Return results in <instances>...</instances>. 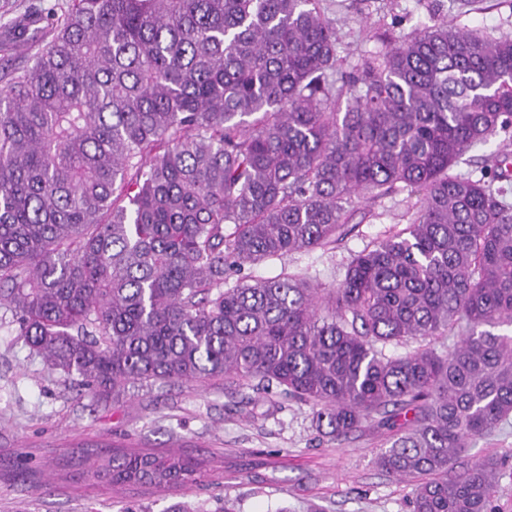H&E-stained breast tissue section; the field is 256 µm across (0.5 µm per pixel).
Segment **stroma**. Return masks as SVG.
I'll return each mask as SVG.
<instances>
[{
	"mask_svg": "<svg viewBox=\"0 0 512 512\" xmlns=\"http://www.w3.org/2000/svg\"><path fill=\"white\" fill-rule=\"evenodd\" d=\"M347 64L383 48L384 38L438 18L512 35V0H323ZM413 196L399 190L358 209L332 249L292 253L245 267L270 277L287 270L332 287L351 257L409 224ZM385 428L366 425L342 440L318 430L308 404L272 398L217 377L199 384L143 382L114 396L84 394L80 380L51 370L16 336L0 307V512H408L413 480L378 469ZM115 452L200 462L202 482L177 488L115 487L94 477ZM500 461L496 506L512 512V423L475 440L465 459Z\"/></svg>",
	"mask_w": 512,
	"mask_h": 512,
	"instance_id": "stroma-1",
	"label": "stroma"
}]
</instances>
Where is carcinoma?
I'll use <instances>...</instances> for the list:
<instances>
[{
    "mask_svg": "<svg viewBox=\"0 0 512 512\" xmlns=\"http://www.w3.org/2000/svg\"><path fill=\"white\" fill-rule=\"evenodd\" d=\"M16 39L40 49L0 78V305L30 351L95 395L222 377L336 439L398 424L377 465L419 479L411 512H497V459L463 456L512 419V151L451 170L512 130L511 36L435 22L345 71L320 0H70ZM395 190L412 221L336 286L228 285ZM94 475L203 477L176 453Z\"/></svg>",
    "mask_w": 512,
    "mask_h": 512,
    "instance_id": "obj_1",
    "label": "carcinoma"
}]
</instances>
